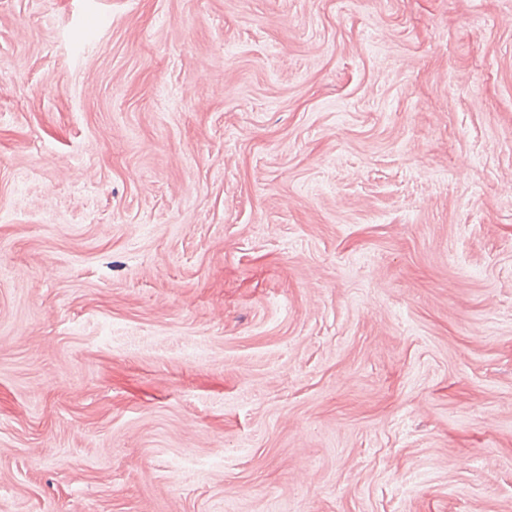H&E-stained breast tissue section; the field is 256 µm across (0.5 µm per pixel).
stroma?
<instances>
[{
	"label": "stroma",
	"mask_w": 512,
	"mask_h": 512,
	"mask_svg": "<svg viewBox=\"0 0 512 512\" xmlns=\"http://www.w3.org/2000/svg\"><path fill=\"white\" fill-rule=\"evenodd\" d=\"M0 512H512V0H0Z\"/></svg>",
	"instance_id": "1"
}]
</instances>
